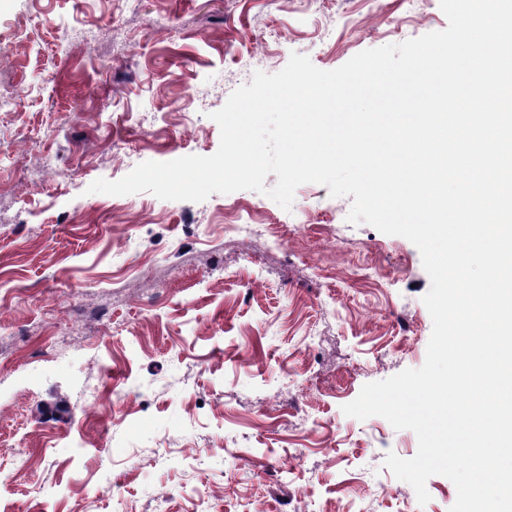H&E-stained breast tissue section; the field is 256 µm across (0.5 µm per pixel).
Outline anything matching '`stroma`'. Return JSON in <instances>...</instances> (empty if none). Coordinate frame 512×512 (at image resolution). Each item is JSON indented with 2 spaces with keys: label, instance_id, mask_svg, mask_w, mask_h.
<instances>
[{
  "label": "stroma",
  "instance_id": "obj_1",
  "mask_svg": "<svg viewBox=\"0 0 512 512\" xmlns=\"http://www.w3.org/2000/svg\"><path fill=\"white\" fill-rule=\"evenodd\" d=\"M440 0H0V512H450L385 467L416 434L343 413L426 359L402 236L306 183L202 202L90 192L214 154L211 114L291 53L333 70L445 30ZM260 240L225 236L231 210ZM105 318H97L99 309ZM95 385L104 409L81 411Z\"/></svg>",
  "mask_w": 512,
  "mask_h": 512
}]
</instances>
